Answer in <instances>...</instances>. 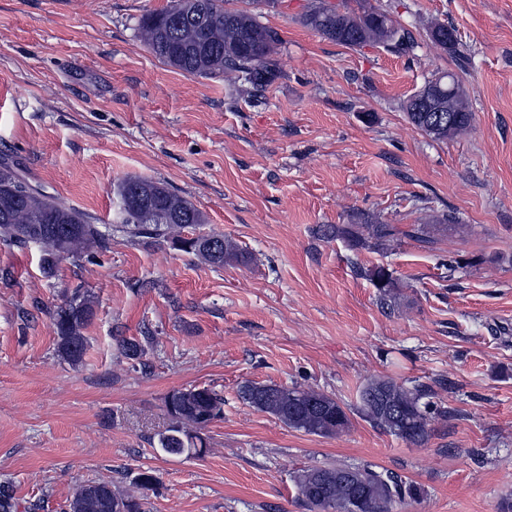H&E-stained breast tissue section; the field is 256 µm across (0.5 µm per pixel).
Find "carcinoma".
Segmentation results:
<instances>
[{"label":"carcinoma","mask_w":512,"mask_h":512,"mask_svg":"<svg viewBox=\"0 0 512 512\" xmlns=\"http://www.w3.org/2000/svg\"><path fill=\"white\" fill-rule=\"evenodd\" d=\"M303 25L327 39L352 48L377 46L396 54L413 52L417 47L412 32L389 12L371 0H317L302 17ZM453 28L438 24L429 31L431 42L465 61L458 38L442 40L439 34ZM139 38L158 59L182 72L202 77H222L225 81L249 88L253 95L262 94L278 77L275 58L280 35L274 28L257 20L247 9L227 8L225 0H174L168 8L146 15L140 25ZM443 92L433 98L443 115L455 120L431 121L414 111L415 101L428 94L434 85ZM409 121L437 141H444L470 126L472 112L459 78L452 72L433 75L406 97L402 105ZM129 195L130 204L120 211L115 227H101L89 217L57 199L31 188L14 163L0 161V241L18 246L35 244L41 249L42 267L50 274L59 260L90 256L105 246L112 230L133 239H169L174 247L199 260L222 267L237 260L240 253L233 242L221 234L185 238L176 231L187 224L206 223L205 215L187 199L160 182L129 177L117 189ZM318 232L327 239L342 238L351 247L373 240L382 248L398 231L390 224H325ZM367 277L379 291L380 301L393 297L397 283L388 268L374 266ZM95 301L87 293H76L52 312L57 336L58 356L72 365L79 364L87 351L88 339L83 330L94 316ZM141 340L121 338L118 349L131 361H141L145 344ZM241 397L251 406L267 412L290 428L318 435H335L349 423L343 407L332 397L316 391L288 390L275 384L248 383ZM429 395L422 384L408 386L391 378L369 381L360 394L362 415L373 426L414 444L424 443L431 432L427 407L421 400ZM386 402L400 415H390L381 405ZM168 427L152 440L153 449L169 456L200 458L208 450L203 431L224 417V397L206 386L175 390L164 398ZM343 469L314 467L298 471L294 477L298 495L317 512H347L342 484ZM352 481L369 487V498L362 512H392L405 497H417L420 490L386 472L370 467L356 469ZM134 483L141 497L112 489V482L85 481L76 486L64 505V512H144V500L159 485L152 469H141Z\"/></svg>","instance_id":"carcinoma-1"}]
</instances>
